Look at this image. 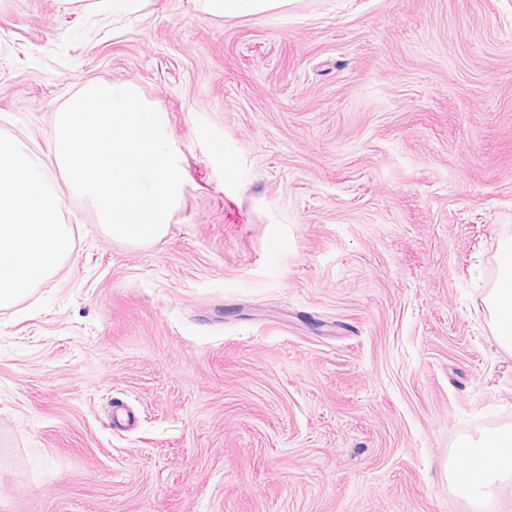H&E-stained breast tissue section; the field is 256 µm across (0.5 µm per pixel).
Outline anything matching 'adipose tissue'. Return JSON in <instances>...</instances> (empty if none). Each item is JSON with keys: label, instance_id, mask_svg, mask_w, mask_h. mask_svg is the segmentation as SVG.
I'll return each instance as SVG.
<instances>
[{"label": "adipose tissue", "instance_id": "1", "mask_svg": "<svg viewBox=\"0 0 512 512\" xmlns=\"http://www.w3.org/2000/svg\"><path fill=\"white\" fill-rule=\"evenodd\" d=\"M42 161L22 143L0 138V309L13 306L70 254L73 238ZM485 305L497 344L512 352V238L498 254ZM453 491L478 512L512 480V427L461 443L448 460Z\"/></svg>", "mask_w": 512, "mask_h": 512}]
</instances>
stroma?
<instances>
[{
	"instance_id": "stroma-1",
	"label": "stroma",
	"mask_w": 512,
	"mask_h": 512,
	"mask_svg": "<svg viewBox=\"0 0 512 512\" xmlns=\"http://www.w3.org/2000/svg\"><path fill=\"white\" fill-rule=\"evenodd\" d=\"M91 81L167 118L158 243L53 168ZM1 136L74 246L0 309V512H473L448 458L512 426V0H0ZM288 0H210L212 8L227 13H257L280 8ZM485 305L490 317V328L497 344L512 352V238L502 244L498 254V270L493 288Z\"/></svg>"
}]
</instances>
